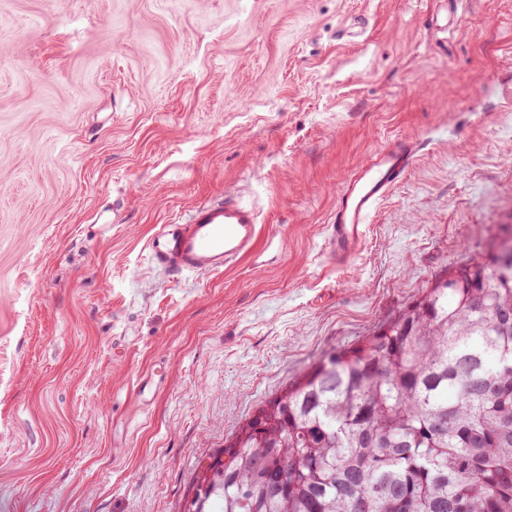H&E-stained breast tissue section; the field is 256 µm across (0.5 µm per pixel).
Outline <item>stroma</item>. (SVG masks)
<instances>
[{
    "label": "stroma",
    "instance_id": "stroma-1",
    "mask_svg": "<svg viewBox=\"0 0 512 512\" xmlns=\"http://www.w3.org/2000/svg\"><path fill=\"white\" fill-rule=\"evenodd\" d=\"M394 137L416 159L338 267L329 213ZM227 193L252 254L149 263ZM510 226L512 0H0V512H187L288 382Z\"/></svg>",
    "mask_w": 512,
    "mask_h": 512
}]
</instances>
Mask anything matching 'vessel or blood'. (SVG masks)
Masks as SVG:
<instances>
[{
  "instance_id": "1",
  "label": "vessel or blood",
  "mask_w": 512,
  "mask_h": 512,
  "mask_svg": "<svg viewBox=\"0 0 512 512\" xmlns=\"http://www.w3.org/2000/svg\"><path fill=\"white\" fill-rule=\"evenodd\" d=\"M417 154L415 141L397 137L363 162L345 182L328 220V256L351 262L378 204L403 179ZM256 207L227 198L198 204L186 217L157 225L146 241L152 263L169 276L223 272L250 254L260 237Z\"/></svg>"
}]
</instances>
